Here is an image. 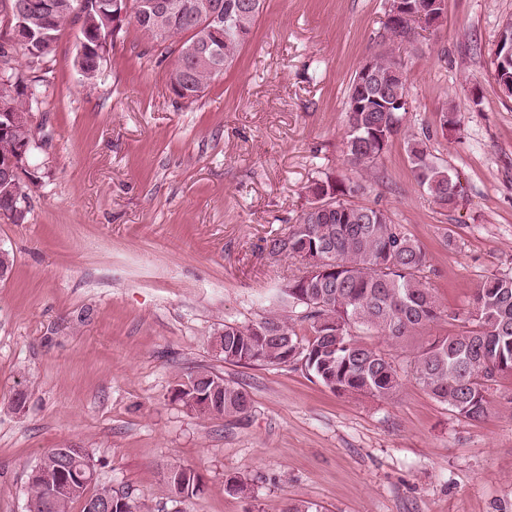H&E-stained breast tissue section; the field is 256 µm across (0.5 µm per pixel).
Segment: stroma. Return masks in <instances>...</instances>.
Masks as SVG:
<instances>
[{"label":"stroma","instance_id":"35a3bbf8","mask_svg":"<svg viewBox=\"0 0 512 512\" xmlns=\"http://www.w3.org/2000/svg\"><path fill=\"white\" fill-rule=\"evenodd\" d=\"M388 0H265L248 42L195 103L168 87V61L135 24L109 49L95 87L75 63L79 26L28 68L40 143L22 223L0 215V512H27L44 451L86 448L96 482L133 490L151 512H512V376L486 415L432 399L409 363L430 338L461 328L475 290L512 274V98L493 51L512 0H446L441 23L397 47L410 109L370 170L345 153L346 99L385 48ZM456 122L444 123L446 113ZM428 136L460 184L455 207L420 187L406 151ZM359 185L428 251L444 314L395 345L403 384L391 398L337 395L291 365L224 362L225 324L269 310L301 262L270 256L326 176ZM208 369L251 397L247 415L203 420L172 397ZM23 403H16L17 392ZM202 477L187 500L167 471ZM244 479L245 491L231 488Z\"/></svg>","mask_w":512,"mask_h":512}]
</instances>
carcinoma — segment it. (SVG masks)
Returning <instances> with one entry per match:
<instances>
[{
    "label": "carcinoma",
    "mask_w": 512,
    "mask_h": 512,
    "mask_svg": "<svg viewBox=\"0 0 512 512\" xmlns=\"http://www.w3.org/2000/svg\"><path fill=\"white\" fill-rule=\"evenodd\" d=\"M47 16H29L27 22L41 30L39 53L25 52L31 63H39L54 50L59 33L70 23L82 21L86 37L105 30L99 13L79 15V0H49ZM171 7L156 14L154 24L165 33L156 43L171 58L169 87L186 103L197 101L224 74L236 53L249 39L260 16L252 0H168ZM220 12L221 27L211 37L210 54L190 56L187 47L202 38L209 12ZM377 74L369 93L392 101L409 99L406 80L393 75V53L376 55ZM30 85L17 78L11 82L12 100L20 113L8 137L0 138V153L9 151L12 140L32 135L29 107L38 97L27 98ZM364 95L352 80L346 100L347 155L352 164L368 166L398 134L406 111L353 112L354 99ZM411 171L417 184L435 201L450 207L455 203V183L448 170L434 159L424 139L407 141ZM359 192L330 176L308 186L311 197L323 210H304L288 232L271 238L272 255L297 256L308 267L288 280L275 294L268 315L247 324H226L216 341L224 343L227 363L281 365L299 364L306 373L336 394H361L381 399L392 397L402 386L395 360L364 342L357 331H374L392 343H400L416 331L436 322L441 308L429 286L430 260L424 246L412 239L382 208L351 201ZM469 325L437 336L419 347L413 356L411 374L436 401L457 415L479 420L488 409L491 386L499 376L512 374V276L492 275L476 290ZM302 324L311 337L296 331ZM173 397L201 418L240 417L251 408L248 393L224 378L202 369L174 390ZM77 449L51 448L34 467L29 496L41 501L49 485L61 482L58 466ZM202 478L191 468L176 467L167 476L169 492L181 487L185 498L197 494ZM112 494V512H149L146 503L132 491L117 492L107 486H80L56 501L55 512H70L76 502L89 512V502Z\"/></svg>",
    "instance_id": "carcinoma-1"
}]
</instances>
